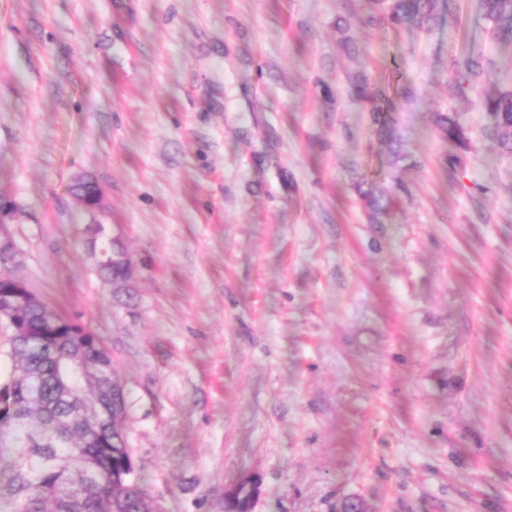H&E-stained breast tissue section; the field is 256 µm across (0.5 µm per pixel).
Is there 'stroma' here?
<instances>
[{
  "instance_id": "35a3bbf8",
  "label": "stroma",
  "mask_w": 512,
  "mask_h": 512,
  "mask_svg": "<svg viewBox=\"0 0 512 512\" xmlns=\"http://www.w3.org/2000/svg\"><path fill=\"white\" fill-rule=\"evenodd\" d=\"M373 14L0 0V274L100 338L161 512H224L247 476L253 512H512V155L481 105L512 89V43L480 0L431 29ZM472 45L494 66L460 86ZM113 236L133 265L116 285L97 272ZM436 127L443 138L456 142L463 150L469 149L468 139L454 118L442 114L436 120ZM258 492V482L244 478L224 488V511L225 512H252L254 498ZM247 497V509L245 511H229L228 505L238 499Z\"/></svg>"
}]
</instances>
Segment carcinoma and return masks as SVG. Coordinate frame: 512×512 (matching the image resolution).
Here are the masks:
<instances>
[{
    "mask_svg": "<svg viewBox=\"0 0 512 512\" xmlns=\"http://www.w3.org/2000/svg\"><path fill=\"white\" fill-rule=\"evenodd\" d=\"M453 0H392L388 19L396 24L431 27L440 20L438 7L451 9ZM484 19L498 35H512V0H481ZM484 56L472 49L452 62L455 74L476 80L487 73ZM491 119V137L512 153V92L483 98ZM440 135L469 149L462 127L449 115L436 120ZM56 311L45 304L22 312L30 335L12 336L6 355L15 365L0 381V512H109L112 471L125 465L111 448L121 430L125 395L102 399L113 410L109 422L91 431L82 417L85 404L97 399L70 366L80 353L90 362L101 360L94 337L51 331ZM97 463L100 476H81L83 458ZM121 512H147V494L140 485L123 490Z\"/></svg>",
    "mask_w": 512,
    "mask_h": 512,
    "instance_id": "carcinoma-1",
    "label": "carcinoma"
}]
</instances>
